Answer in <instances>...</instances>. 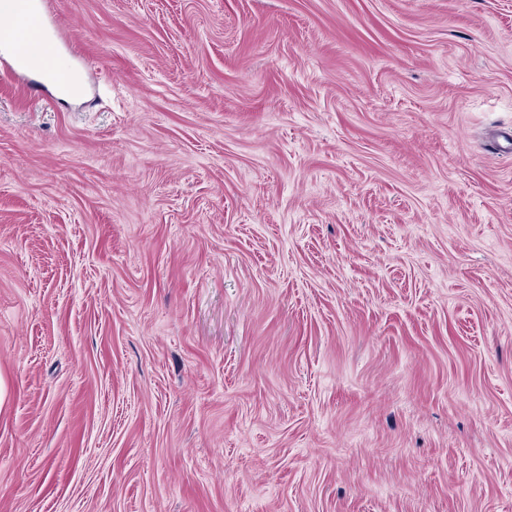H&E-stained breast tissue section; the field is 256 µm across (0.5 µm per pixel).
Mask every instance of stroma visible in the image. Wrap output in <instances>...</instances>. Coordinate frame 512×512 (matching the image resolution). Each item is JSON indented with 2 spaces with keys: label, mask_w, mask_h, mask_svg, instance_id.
<instances>
[{
  "label": "stroma",
  "mask_w": 512,
  "mask_h": 512,
  "mask_svg": "<svg viewBox=\"0 0 512 512\" xmlns=\"http://www.w3.org/2000/svg\"><path fill=\"white\" fill-rule=\"evenodd\" d=\"M0 52V512H512V0H54ZM13 1L11 12L6 16H2V14L0 16L1 22L5 17L11 21L10 24L0 28V36L2 34L5 36L3 41L5 49H16L21 54L28 56L36 69L47 73H56L55 63L48 61L45 49L39 38L35 37L33 29L25 28L26 22L31 18V6L24 0Z\"/></svg>",
  "instance_id": "1"
}]
</instances>
